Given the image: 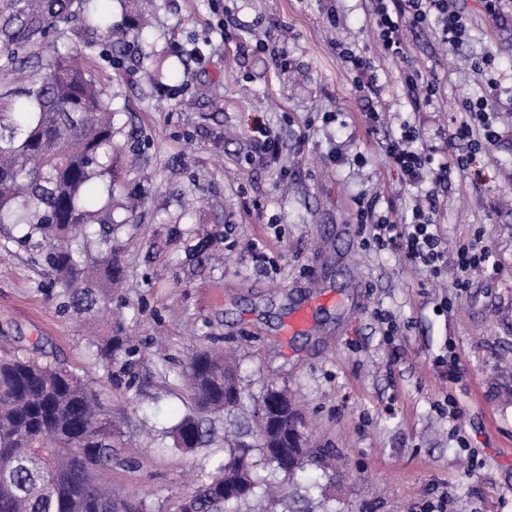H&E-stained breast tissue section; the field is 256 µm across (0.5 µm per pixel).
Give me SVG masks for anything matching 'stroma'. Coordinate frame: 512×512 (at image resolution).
Segmentation results:
<instances>
[{
  "mask_svg": "<svg viewBox=\"0 0 512 512\" xmlns=\"http://www.w3.org/2000/svg\"><path fill=\"white\" fill-rule=\"evenodd\" d=\"M455 5L462 40L405 27L404 60L381 54L369 0H146L152 24L123 46L72 21L36 47L44 61L59 47L83 53L127 146L112 309L138 351L95 360L86 328L51 293L39 238L5 226L0 353L39 350L101 395L125 433L126 464L103 474L121 496L168 512L227 458L224 432L236 428L257 476L283 494L238 512H512V5L495 23L482 0ZM269 31L285 65L257 47ZM340 44L375 58L377 98L355 93ZM412 65L441 85L418 110L401 84ZM490 79L499 136L437 200L449 251L477 239L491 254L460 291L456 269L436 278L365 249L356 214L363 198L400 222L426 206L387 144L407 122L416 149L445 161L461 101ZM259 120L279 135L278 159L251 147ZM257 239L271 259L263 271L251 261ZM303 304L309 323L289 332ZM213 344L239 365L242 405L215 422L208 445L159 452L161 432L192 407L180 377L188 353ZM448 353L456 371L436 363ZM273 387L297 398L312 442L335 449L341 469L310 464L288 482L266 464L253 411Z\"/></svg>",
  "mask_w": 512,
  "mask_h": 512,
  "instance_id": "obj_1",
  "label": "stroma"
}]
</instances>
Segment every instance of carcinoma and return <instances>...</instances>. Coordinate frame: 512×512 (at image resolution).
Returning <instances> with one entry per match:
<instances>
[{
	"label": "carcinoma",
	"instance_id": "obj_1",
	"mask_svg": "<svg viewBox=\"0 0 512 512\" xmlns=\"http://www.w3.org/2000/svg\"><path fill=\"white\" fill-rule=\"evenodd\" d=\"M83 0H0V70L32 69L25 104L0 112V226L27 228L46 244L51 286L76 318L105 330L91 345L110 364L132 354L121 326L105 320L112 285L123 265L112 250L94 259L72 246L101 232L112 234V190L94 189L114 177L112 113L90 71L68 48L47 65L31 63V50L56 22L81 13ZM87 31L112 41L104 15L83 17ZM194 408L167 431L173 447L191 451L207 424L240 405L236 370L224 350L192 352L184 370ZM273 405L288 408V430L305 426L297 404L271 389L256 411L261 450L273 468L293 478L308 463L322 465L331 448H272L277 433L266 419ZM122 437L100 395L62 365L36 357L0 358V512H151L144 498H119L101 480L117 461ZM271 485L252 473L246 451L235 449L173 505V512H234L247 498L269 495Z\"/></svg>",
	"mask_w": 512,
	"mask_h": 512
}]
</instances>
